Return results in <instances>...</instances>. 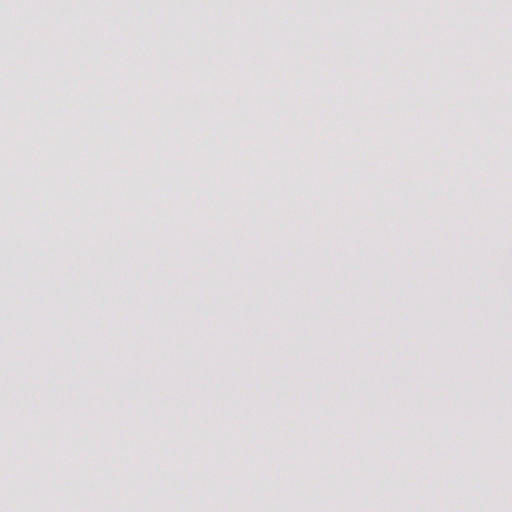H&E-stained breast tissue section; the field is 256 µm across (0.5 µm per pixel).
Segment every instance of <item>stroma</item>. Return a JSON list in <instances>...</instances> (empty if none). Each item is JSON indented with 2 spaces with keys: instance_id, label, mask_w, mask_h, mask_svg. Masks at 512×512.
<instances>
[{
  "instance_id": "1",
  "label": "stroma",
  "mask_w": 512,
  "mask_h": 512,
  "mask_svg": "<svg viewBox=\"0 0 512 512\" xmlns=\"http://www.w3.org/2000/svg\"><path fill=\"white\" fill-rule=\"evenodd\" d=\"M19 30L38 72L11 62ZM1 34L0 84L30 94L0 100V224L45 232L0 238V512H457L479 482L493 486L481 512H512V484L473 467H512V436L490 446L403 415L430 400L491 425L512 414V275L482 273L487 249L512 258V211L465 198L490 169L512 195V0L494 14L437 0L431 17L419 0H0ZM476 70L494 96L472 94ZM59 137L72 181L23 180L22 155ZM188 169L209 174L223 217L212 198L172 215ZM116 239L123 266L87 262ZM87 398L111 445L51 423L31 484L15 417ZM230 402L278 406L287 433L243 425ZM128 403L206 407L211 433L189 445L188 425L154 424L142 455L128 445L141 420H117ZM381 403L423 439L370 456Z\"/></svg>"
}]
</instances>
